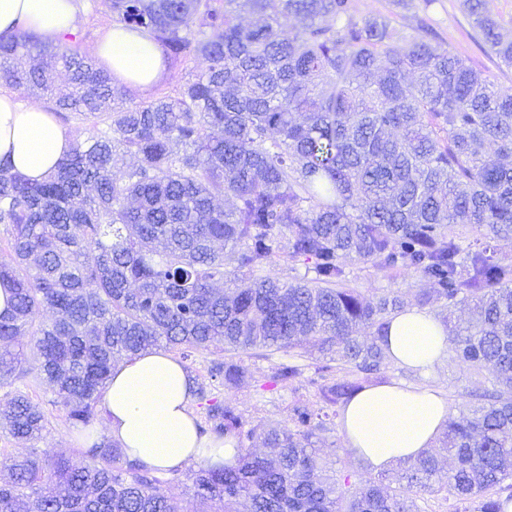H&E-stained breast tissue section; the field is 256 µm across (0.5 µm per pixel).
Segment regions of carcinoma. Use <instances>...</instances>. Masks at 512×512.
I'll return each instance as SVG.
<instances>
[{
	"label": "carcinoma",
	"mask_w": 512,
	"mask_h": 512,
	"mask_svg": "<svg viewBox=\"0 0 512 512\" xmlns=\"http://www.w3.org/2000/svg\"><path fill=\"white\" fill-rule=\"evenodd\" d=\"M111 0L167 59L195 62L175 93L126 101L110 75L71 46L0 32V77L92 120L57 169L31 183L0 162V225L13 313L0 317V387L29 379L63 398L68 419L104 425L97 395L115 363L157 348L223 352L193 395L210 430L236 440L233 462L159 474L101 437L73 456L14 457L0 512H502L512 489V266L465 245L477 230L512 239V91L425 37L396 40L387 16L354 0ZM479 40L512 66V41L481 0H462ZM65 72L57 87L51 74ZM285 254L314 277L268 273ZM429 283L424 305L466 303L455 358L490 369L493 389L448 419L439 448L404 460L392 487L363 465L342 473L317 456L331 431L301 402L288 423L245 428L216 384L246 377L254 349L295 358L265 388L293 383L314 338L322 406L340 416L360 390L385 383L383 338L404 310L346 283L344 255ZM248 277L224 288V267ZM32 343L25 344L26 337ZM48 418L29 394H4L0 431L19 443ZM451 460L441 473L440 453Z\"/></svg>",
	"instance_id": "1"
}]
</instances>
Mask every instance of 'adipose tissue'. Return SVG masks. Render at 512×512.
Wrapping results in <instances>:
<instances>
[{
  "mask_svg": "<svg viewBox=\"0 0 512 512\" xmlns=\"http://www.w3.org/2000/svg\"><path fill=\"white\" fill-rule=\"evenodd\" d=\"M80 26L78 0H0V32L23 28L57 44ZM113 79L141 91L165 75L163 55L148 35L113 24L90 48ZM73 141L52 113L0 89V161L31 181L54 171ZM390 361L429 376L448 354V330L430 312L408 307L394 315L384 338ZM188 372L161 350L119 362L98 407L106 435L146 468L166 472L192 462L220 463L223 441L201 436L190 409ZM444 393L433 386L380 384L358 392L342 410L338 430L371 469L416 457L433 446L448 422Z\"/></svg>",
  "mask_w": 512,
  "mask_h": 512,
  "instance_id": "1",
  "label": "adipose tissue"
}]
</instances>
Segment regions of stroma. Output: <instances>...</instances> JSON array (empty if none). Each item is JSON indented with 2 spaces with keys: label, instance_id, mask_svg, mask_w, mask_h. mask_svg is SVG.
Segmentation results:
<instances>
[{
  "label": "stroma",
  "instance_id": "35a3bbf8",
  "mask_svg": "<svg viewBox=\"0 0 512 512\" xmlns=\"http://www.w3.org/2000/svg\"><path fill=\"white\" fill-rule=\"evenodd\" d=\"M359 16L375 14L389 16L397 37L406 39L417 36L418 18H426L436 34L437 42L446 44L454 52L467 57L472 67L482 77L495 85L512 89V67L504 65L488 49L478 42L469 16L461 9L459 0H356ZM344 269L351 286L359 288L366 298L398 291L407 305H415L417 296L425 291V283L413 272L402 269L379 270L354 258H344ZM285 359L284 353L267 354L253 350L243 355L242 360L249 369L248 377L237 385L221 388L220 398L231 400L241 411L246 427L259 424L283 423L288 419V409L294 400H302L309 408H319V399L308 379L312 370H305L303 377L295 380L293 387L264 389L263 384L273 369ZM382 375L408 385L421 382L440 388L448 398L452 416H459L461 395L490 386L491 374L479 378L471 377L452 358H444L437 364L429 379H421L415 373L402 370L395 363L384 364ZM28 393L39 403L48 415L49 424L40 439L32 445L15 443L0 432V461L4 458L27 453L52 451L58 454L70 453L85 447L86 434L77 431L67 418L66 408L57 402L56 396L46 386L35 384Z\"/></svg>",
  "mask_w": 512,
  "mask_h": 512
}]
</instances>
